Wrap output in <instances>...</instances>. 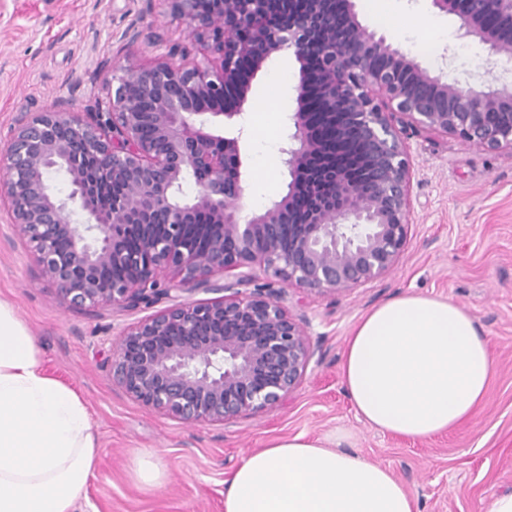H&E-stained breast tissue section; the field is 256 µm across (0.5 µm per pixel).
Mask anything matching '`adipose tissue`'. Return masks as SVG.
I'll use <instances>...</instances> for the list:
<instances>
[{"label": "adipose tissue", "mask_w": 512, "mask_h": 512, "mask_svg": "<svg viewBox=\"0 0 512 512\" xmlns=\"http://www.w3.org/2000/svg\"><path fill=\"white\" fill-rule=\"evenodd\" d=\"M340 372L360 420L422 441L470 419L493 361L469 312L408 294L362 316ZM97 452L85 403L45 373L34 336L0 299V512H76ZM224 512H415V505L386 468L296 437L244 459L228 481Z\"/></svg>", "instance_id": "1"}]
</instances>
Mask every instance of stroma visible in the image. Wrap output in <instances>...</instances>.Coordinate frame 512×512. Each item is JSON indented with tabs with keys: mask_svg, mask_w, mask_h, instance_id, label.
Returning a JSON list of instances; mask_svg holds the SVG:
<instances>
[{
	"mask_svg": "<svg viewBox=\"0 0 512 512\" xmlns=\"http://www.w3.org/2000/svg\"><path fill=\"white\" fill-rule=\"evenodd\" d=\"M359 20L384 34L432 74L490 82L486 53L460 38L458 17L430 0H355ZM185 25L172 0H0V142L18 116L55 108L94 111L112 78L150 65L184 44ZM298 65L273 55L252 83L240 141L255 167L264 138L282 140L281 120L296 108ZM412 162L405 251L383 280L336 295L286 291L316 354L299 386L278 407L222 424L186 425L150 411L113 384L102 362L125 328L161 312L66 308L39 274L26 242L0 210V298L13 301L35 336L42 365L74 388L98 435L96 476L80 512H224L226 482L251 453L295 437H332L333 448L391 471L416 512H488L512 492V151L471 146L455 136L406 130ZM265 181L245 185L246 213L261 212L286 192L278 155ZM453 300L486 336L494 374L484 403L452 433L412 441L369 428L356 416L340 375L353 326L374 306L405 294ZM156 455L159 485L133 476L136 452Z\"/></svg>",
	"mask_w": 512,
	"mask_h": 512,
	"instance_id": "obj_1",
	"label": "stroma"
}]
</instances>
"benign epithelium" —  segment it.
I'll return each instance as SVG.
<instances>
[{
  "label": "benign epithelium",
  "mask_w": 512,
  "mask_h": 512,
  "mask_svg": "<svg viewBox=\"0 0 512 512\" xmlns=\"http://www.w3.org/2000/svg\"><path fill=\"white\" fill-rule=\"evenodd\" d=\"M174 2L191 43L212 39L218 59L128 68L84 118L18 119L0 145V205L61 304L170 302L123 334L107 359L112 381L184 424L223 423L278 406L316 353L273 284L336 295L385 278L408 237L404 132L512 150V79L475 87L433 75L365 27L354 0ZM431 2L485 46V62L512 61V0ZM284 48L299 64L280 148L287 192L246 215L239 137L214 125L222 117L243 133L250 84ZM331 142L347 146L360 177L333 160L307 169ZM52 171L67 176L63 198ZM256 267L268 282L249 289ZM234 270L235 281L214 280ZM200 290L224 296L182 298Z\"/></svg>",
  "instance_id": "7a95c632"
}]
</instances>
